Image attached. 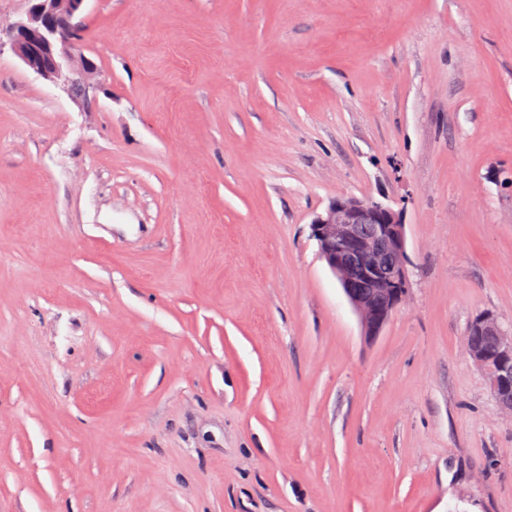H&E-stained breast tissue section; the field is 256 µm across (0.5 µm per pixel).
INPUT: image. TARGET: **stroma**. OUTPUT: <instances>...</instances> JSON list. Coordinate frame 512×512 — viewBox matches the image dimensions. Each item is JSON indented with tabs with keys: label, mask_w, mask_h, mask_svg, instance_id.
<instances>
[{
	"label": "stroma",
	"mask_w": 512,
	"mask_h": 512,
	"mask_svg": "<svg viewBox=\"0 0 512 512\" xmlns=\"http://www.w3.org/2000/svg\"><path fill=\"white\" fill-rule=\"evenodd\" d=\"M0 48V512H512V0H86ZM401 210L374 341L310 235ZM28 1L24 17L0 25V46L5 37L11 50L27 68L85 94L97 69L86 65L80 67V81L73 80L71 75L76 72L74 39L77 43L80 41L78 18L86 0ZM466 351L484 371L498 405L512 413V325L479 315L469 326Z\"/></svg>",
	"instance_id": "stroma-1"
}]
</instances>
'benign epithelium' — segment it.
I'll use <instances>...</instances> for the list:
<instances>
[{
  "mask_svg": "<svg viewBox=\"0 0 512 512\" xmlns=\"http://www.w3.org/2000/svg\"><path fill=\"white\" fill-rule=\"evenodd\" d=\"M85 0H29L25 16L0 25L23 64L39 76L63 82L78 93L90 88L97 69L74 67V35ZM319 254L357 313L363 336L380 335L409 291V260L402 213L374 199L341 196L310 224ZM365 284L354 283L356 270ZM466 351L484 371L498 405L512 413V325L489 314L470 324Z\"/></svg>",
  "mask_w": 512,
  "mask_h": 512,
  "instance_id": "7a95c632",
  "label": "benign epithelium"
}]
</instances>
